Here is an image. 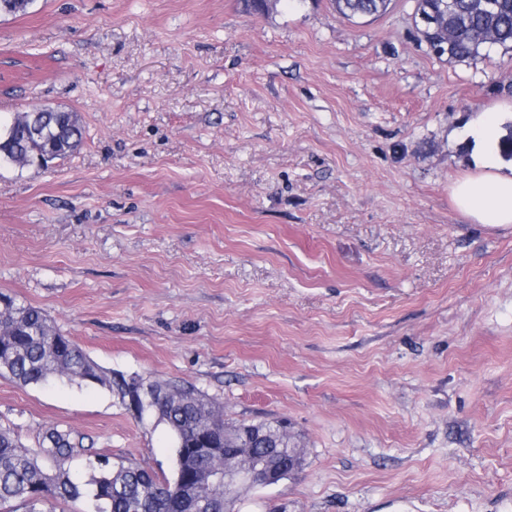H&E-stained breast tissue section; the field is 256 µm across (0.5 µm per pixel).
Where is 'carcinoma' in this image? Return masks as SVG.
<instances>
[{
  "instance_id": "1",
  "label": "carcinoma",
  "mask_w": 512,
  "mask_h": 512,
  "mask_svg": "<svg viewBox=\"0 0 512 512\" xmlns=\"http://www.w3.org/2000/svg\"><path fill=\"white\" fill-rule=\"evenodd\" d=\"M485 8L483 0H454L451 10L439 13L442 0H415L416 10L436 13L435 23L418 33L419 41L432 45L448 42V61L475 60L493 48L512 52V0H494ZM33 0H0V15L25 13ZM336 13L348 20L381 16L391 0H332ZM494 36L493 44L485 36ZM83 129L75 112H51L36 108L16 112L0 121V161L31 165L40 157L56 159L76 150ZM0 372H7L23 385L66 380L95 384L115 392L112 372L91 359L69 337L52 325L40 309L16 303L0 294ZM153 403L149 419L157 420L174 438V458L196 439V428L207 425L223 413L215 402L184 381H149ZM242 427L267 429L278 435L277 420L242 422ZM238 426V427H240ZM238 427L225 430L216 440L219 451L189 458L185 465L202 474L224 473L220 448L237 442ZM85 436L72 429L51 427L35 448L25 447L14 429L0 425V512H15L18 503L26 512H56V505L85 499L89 512H224V492L219 486L203 484L200 491L189 487L175 495L170 480L132 461H91L92 449ZM87 459L94 470L90 481H74L67 465Z\"/></svg>"
}]
</instances>
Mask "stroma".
<instances>
[{
	"label": "stroma",
	"mask_w": 512,
	"mask_h": 512,
	"mask_svg": "<svg viewBox=\"0 0 512 512\" xmlns=\"http://www.w3.org/2000/svg\"><path fill=\"white\" fill-rule=\"evenodd\" d=\"M413 0H34L0 16V113H78L0 165V292L106 369L188 381L229 424L284 418L298 474L234 512H512V225L452 188L512 110V52L451 63ZM0 424L173 475L104 387L0 376ZM336 13L348 20L381 16L389 10L391 0H332ZM51 111L54 110L36 108L16 112L3 122L0 117V162L5 160L7 163L26 166L36 162L38 157L50 155L53 160L76 150L83 138L77 113ZM32 122L41 126L40 137L31 134Z\"/></svg>",
	"instance_id": "obj_1"
}]
</instances>
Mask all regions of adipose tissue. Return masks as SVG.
I'll return each instance as SVG.
<instances>
[{"instance_id":"adipose-tissue-1","label":"adipose tissue","mask_w":512,"mask_h":512,"mask_svg":"<svg viewBox=\"0 0 512 512\" xmlns=\"http://www.w3.org/2000/svg\"><path fill=\"white\" fill-rule=\"evenodd\" d=\"M471 138L481 154L478 174L457 182L453 198L458 209L480 224H512V174L500 172L495 150L498 126L488 121L474 126Z\"/></svg>"}]
</instances>
